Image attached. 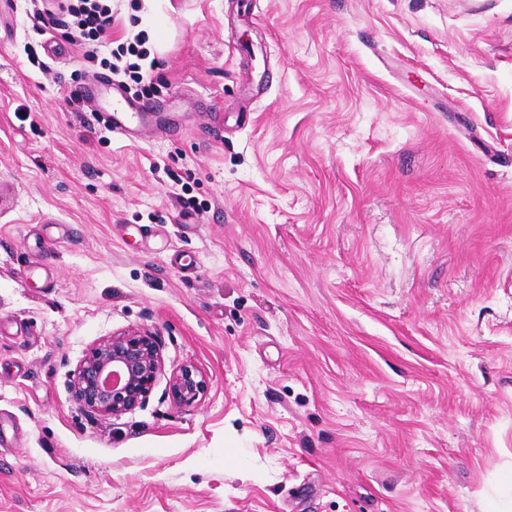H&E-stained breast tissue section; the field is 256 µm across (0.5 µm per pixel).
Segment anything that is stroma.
I'll return each mask as SVG.
<instances>
[{
  "label": "stroma",
  "mask_w": 512,
  "mask_h": 512,
  "mask_svg": "<svg viewBox=\"0 0 512 512\" xmlns=\"http://www.w3.org/2000/svg\"><path fill=\"white\" fill-rule=\"evenodd\" d=\"M112 8L175 128L112 136L0 0V512H512V0ZM130 328L166 373L90 416ZM163 371L156 336L130 329L91 347L72 373L69 389L88 413L119 417L145 405ZM169 389L177 401L191 404L206 393L208 382L194 366L183 365L170 375Z\"/></svg>",
  "instance_id": "1"
}]
</instances>
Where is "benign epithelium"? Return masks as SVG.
<instances>
[{"label":"benign epithelium","instance_id":"benign-epithelium-1","mask_svg":"<svg viewBox=\"0 0 512 512\" xmlns=\"http://www.w3.org/2000/svg\"><path fill=\"white\" fill-rule=\"evenodd\" d=\"M164 371L157 338L138 329L109 336L91 347L69 380L71 397L90 414L119 417L142 407ZM177 401L191 404L208 389L206 377L184 365L169 377Z\"/></svg>","mask_w":512,"mask_h":512}]
</instances>
